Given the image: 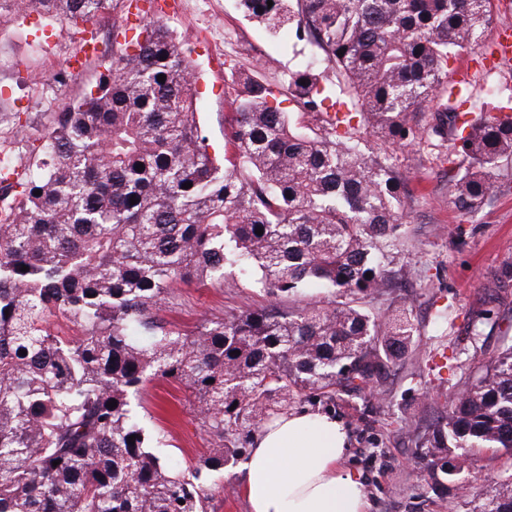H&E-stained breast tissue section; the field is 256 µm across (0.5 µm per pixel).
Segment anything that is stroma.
<instances>
[{"instance_id": "stroma-1", "label": "stroma", "mask_w": 512, "mask_h": 512, "mask_svg": "<svg viewBox=\"0 0 512 512\" xmlns=\"http://www.w3.org/2000/svg\"><path fill=\"white\" fill-rule=\"evenodd\" d=\"M145 20L168 29L200 64L199 121L216 151L224 149V129L235 113L240 87L232 71L260 77L278 87L284 75L319 58L317 48L292 31L269 36L248 21L237 0H183L163 12L143 10ZM491 30L475 49L448 62V81L466 91L458 113L512 104V57L498 58L494 30L512 28V10L492 7ZM94 32L100 53L79 74L55 81L53 66L76 55L86 32ZM112 17L67 26L34 12L0 18V152L26 169L52 128L56 112L69 98L95 83L112 60ZM367 145L386 158L401 184L407 215L403 247L390 255L396 282L372 303L377 311L405 306L420 330V348L392 373L373 398L336 404L348 432L349 451L340 465L361 473L368 487L369 512H475L491 479L512 470V455L474 450L469 473L454 485L428 477L414 446L416 434L431 428L448 406L462 373L497 356L512 342V283L499 270L512 259V166L496 176L493 202L469 215L450 201L453 136L435 146L403 148L367 136ZM266 298L258 289L211 282L180 287V304L168 318L192 330L203 315L255 308ZM493 310L495 326L472 337L473 321ZM147 425L165 440L163 455L186 468L208 453L209 436L195 409L175 383L156 380L143 396ZM241 466L211 476L213 512H249Z\"/></svg>"}]
</instances>
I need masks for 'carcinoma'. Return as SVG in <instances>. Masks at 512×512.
Returning <instances> with one entry per match:
<instances>
[{
	"mask_svg": "<svg viewBox=\"0 0 512 512\" xmlns=\"http://www.w3.org/2000/svg\"><path fill=\"white\" fill-rule=\"evenodd\" d=\"M126 2L0 0V15L76 24L110 11L126 25ZM272 2L239 8L273 36L308 38L332 66L348 101L327 130L299 125L269 103V85L241 73L231 151L218 156L198 120L197 67L151 21L63 104L31 168L5 174L17 205L0 222V512H208L203 475L235 465L268 423L301 404L330 412L342 394L373 395L419 348L409 309L370 308L391 287L386 248L406 214L395 171L367 151L355 119L372 117L374 134L404 146L443 137L455 111L448 60L480 44L491 0ZM322 80L292 71L288 94L321 112ZM432 103L424 129L414 115ZM454 150L452 202L477 213L512 165V119L477 113ZM238 274L266 305L206 314L189 333L164 317L177 284L235 287ZM312 288L322 302L303 301ZM157 379L184 390L212 440L184 470L137 415ZM415 447L440 485L464 476L475 448L512 454V344L470 371ZM480 512H512V473L493 480Z\"/></svg>",
	"mask_w": 512,
	"mask_h": 512,
	"instance_id": "cac0c4a2",
	"label": "carcinoma"
}]
</instances>
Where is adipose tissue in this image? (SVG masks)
<instances>
[{
  "label": "adipose tissue",
  "instance_id": "adipose-tissue-1",
  "mask_svg": "<svg viewBox=\"0 0 512 512\" xmlns=\"http://www.w3.org/2000/svg\"><path fill=\"white\" fill-rule=\"evenodd\" d=\"M347 432L331 413L301 410L254 437L245 464L251 512H367L361 474L344 470Z\"/></svg>",
  "mask_w": 512,
  "mask_h": 512
}]
</instances>
